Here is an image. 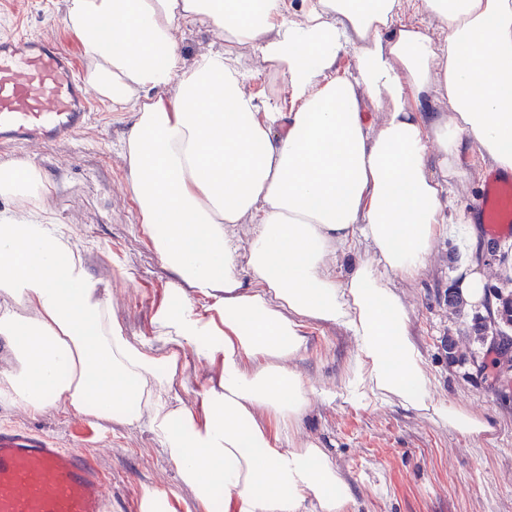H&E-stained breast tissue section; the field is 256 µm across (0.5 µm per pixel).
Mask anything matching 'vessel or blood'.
Wrapping results in <instances>:
<instances>
[{
  "mask_svg": "<svg viewBox=\"0 0 512 512\" xmlns=\"http://www.w3.org/2000/svg\"><path fill=\"white\" fill-rule=\"evenodd\" d=\"M90 90L57 43L0 38V152L73 138L90 119ZM493 239L512 238V171L486 170L470 208ZM0 512H112L109 482L82 448H52L25 430L0 427Z\"/></svg>",
  "mask_w": 512,
  "mask_h": 512,
  "instance_id": "obj_1",
  "label": "vessel or blood"
}]
</instances>
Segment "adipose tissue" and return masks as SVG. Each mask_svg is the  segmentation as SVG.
Instances as JSON below:
<instances>
[{"instance_id":"1","label":"adipose tissue","mask_w":512,"mask_h":512,"mask_svg":"<svg viewBox=\"0 0 512 512\" xmlns=\"http://www.w3.org/2000/svg\"><path fill=\"white\" fill-rule=\"evenodd\" d=\"M420 7L443 39L399 22L402 0H65L87 83L133 115L122 159L141 231L173 281L151 339H130L54 223L40 169L1 162L0 196L26 209L0 214V340L15 360L0 398L148 424L194 512H347L331 455L281 446L310 405L288 363L321 321L355 338L350 402L396 400L493 436V420L435 399L391 279L418 278L447 236L442 196L467 177L462 142L512 170V0ZM190 24L217 29L223 48L186 60L178 34ZM237 46L282 77L281 101L253 89ZM346 52L350 71L338 68ZM435 95L449 112L430 110ZM237 224L254 227L243 256ZM361 244L374 260L338 279L330 257ZM188 347L219 365L196 409L175 389Z\"/></svg>"}]
</instances>
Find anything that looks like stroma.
I'll return each mask as SVG.
<instances>
[{
  "instance_id": "obj_1",
  "label": "stroma",
  "mask_w": 512,
  "mask_h": 512,
  "mask_svg": "<svg viewBox=\"0 0 512 512\" xmlns=\"http://www.w3.org/2000/svg\"><path fill=\"white\" fill-rule=\"evenodd\" d=\"M17 32L58 42L76 67L84 68L81 41L65 25L62 0H0V35ZM130 124V113L113 111L110 102L98 98L88 124L74 138L49 146L31 143L16 155L43 172L53 221L70 230L89 273L108 293L113 318L127 336L144 339L153 334L152 318L172 275L142 235L130 199L121 156ZM460 156L469 176L448 183L447 238L435 243L420 277H395L391 283L435 377V398L494 419L497 432L475 440L397 403H349L339 386L354 339L336 325L310 323L307 350L291 364L310 390L309 410L295 424L293 440L315 441L335 458L351 489L353 512H512V368L497 363L489 342L471 337L474 309L457 313L448 307L459 243L469 232V208L487 166L473 145H463ZM478 248L489 288L512 294V239L494 241L482 232ZM452 338L463 355L456 363L448 360ZM216 374V365L187 351L176 379L183 403L198 407ZM0 425L97 457L111 479L112 512H140L147 487L176 493V512H192L191 491L181 485L148 425L98 421L75 410L32 414L3 400Z\"/></svg>"
}]
</instances>
